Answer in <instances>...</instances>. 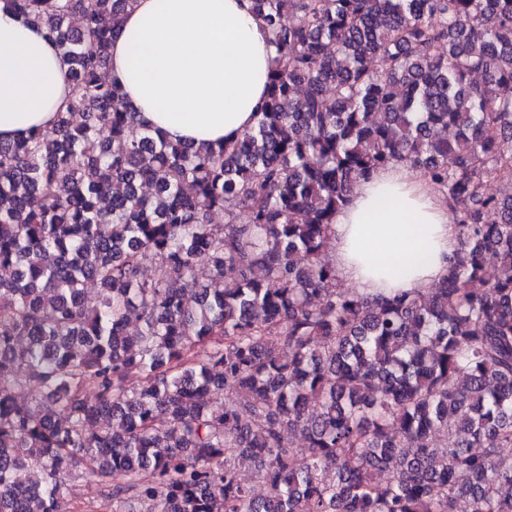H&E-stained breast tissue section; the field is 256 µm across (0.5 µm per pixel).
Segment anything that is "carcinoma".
Segmentation results:
<instances>
[{"instance_id":"cac0c4a2","label":"carcinoma","mask_w":512,"mask_h":512,"mask_svg":"<svg viewBox=\"0 0 512 512\" xmlns=\"http://www.w3.org/2000/svg\"><path fill=\"white\" fill-rule=\"evenodd\" d=\"M0 1L73 85L0 142V512H63L79 465L139 512H512V0H252L268 93L204 148L104 79L134 0ZM393 163L446 193L459 248L425 294L347 295L336 213Z\"/></svg>"}]
</instances>
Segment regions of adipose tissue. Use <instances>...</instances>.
Masks as SVG:
<instances>
[{
  "mask_svg": "<svg viewBox=\"0 0 512 512\" xmlns=\"http://www.w3.org/2000/svg\"><path fill=\"white\" fill-rule=\"evenodd\" d=\"M277 55L251 0H135L106 78L172 141H231L254 128ZM73 94L54 40L0 0V140L51 130ZM337 274L366 295L425 291L459 246L423 172L392 164L361 181L332 226Z\"/></svg>",
  "mask_w": 512,
  "mask_h": 512,
  "instance_id": "adipose-tissue-1",
  "label": "adipose tissue"
}]
</instances>
